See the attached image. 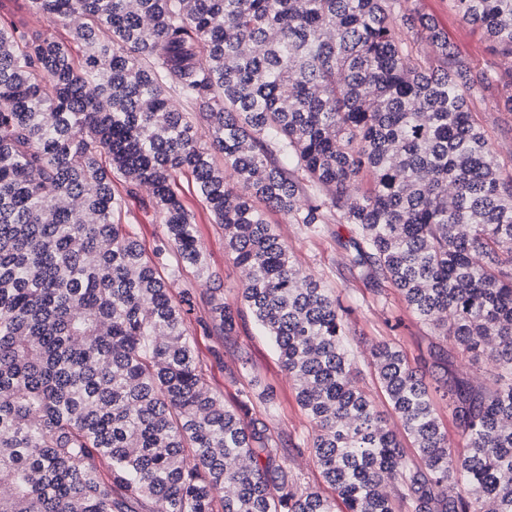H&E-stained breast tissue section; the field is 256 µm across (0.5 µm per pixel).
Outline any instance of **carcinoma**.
<instances>
[{"instance_id": "obj_1", "label": "carcinoma", "mask_w": 512, "mask_h": 512, "mask_svg": "<svg viewBox=\"0 0 512 512\" xmlns=\"http://www.w3.org/2000/svg\"><path fill=\"white\" fill-rule=\"evenodd\" d=\"M406 2L28 0L65 39L0 17V512H512V154L479 120L512 112V0H448L481 60ZM184 182L245 272L238 306L193 286L208 267ZM141 185L165 228L150 252L123 223ZM269 211L312 236L352 226L351 266L494 362L488 386L432 382L378 342L414 456ZM246 310L307 440L276 430L246 362L234 405L208 384L196 332L218 358ZM307 449L337 498L287 467Z\"/></svg>"}]
</instances>
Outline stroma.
<instances>
[{
    "label": "stroma",
    "mask_w": 512,
    "mask_h": 512,
    "mask_svg": "<svg viewBox=\"0 0 512 512\" xmlns=\"http://www.w3.org/2000/svg\"><path fill=\"white\" fill-rule=\"evenodd\" d=\"M418 7L437 21L439 27L461 53L474 56L483 53L480 36L460 18L448 10V0H416ZM182 200L190 210L197 224L203 254L207 260L210 277L195 281L197 292L219 288L228 303H236L239 296L241 273L224 248V234L219 230L206 205L196 196L193 189L184 188ZM127 221L136 237L146 246L153 248L164 235L161 218L152 203L149 188L138 189L126 199ZM269 221L275 224L278 233L288 242L302 267L315 279L334 288L341 306L347 312L351 327L348 348L361 370L357 382L370 394L380 410L388 405L375 380L371 367V349L383 339L400 344L412 363L430 367L437 351L447 353L450 369L460 377H467L477 383H487L490 366L473 363L461 355L451 343L434 336L430 327L422 323L393 289H386L384 298H377L363 272L350 266L342 249L337 247L336 238H349L351 227L347 224L333 225L330 233L311 236L302 225L290 223L287 216L273 213ZM216 340L210 336H197L196 352L207 361L209 382L220 391L225 403H233L238 386L227 375L228 368L234 367L239 356H246L253 375L262 384L273 390L279 406L273 424L285 437L302 439L311 433V424L296 400V389L286 371L283 370L270 339L263 336L253 323L240 327L235 347L229 348L223 360H214L212 350Z\"/></svg>",
    "instance_id": "1"
}]
</instances>
